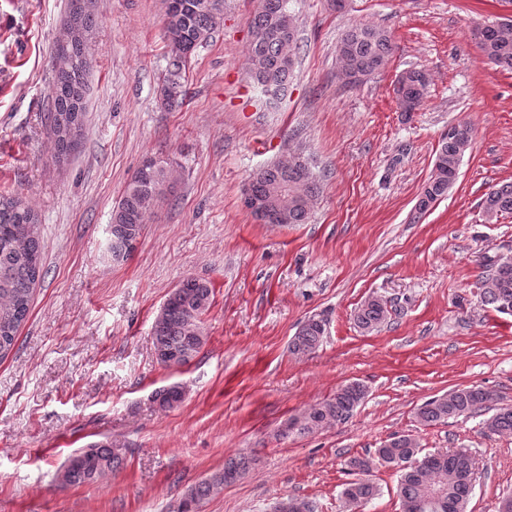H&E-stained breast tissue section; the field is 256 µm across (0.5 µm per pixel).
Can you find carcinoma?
<instances>
[{"label":"carcinoma","mask_w":512,"mask_h":512,"mask_svg":"<svg viewBox=\"0 0 512 512\" xmlns=\"http://www.w3.org/2000/svg\"><path fill=\"white\" fill-rule=\"evenodd\" d=\"M83 0H70L66 26V46L56 48L55 77L48 108L55 158L69 154L83 136L88 89L86 53L96 26L93 12L82 6ZM224 15V0H165L163 36L169 47L167 74L161 93L168 107L182 103L186 95V69L194 52L205 45ZM479 48L490 63L512 69V19L487 25L477 33ZM298 49L296 26L288 11V0H258L250 21V41L246 67L250 79L259 87L272 85L282 89L295 65ZM394 52L389 32L371 25L348 28L336 45L341 71L361 85L385 68ZM430 74L416 67L403 70L396 82L397 97L412 106L426 97ZM472 140V128L460 125L458 136L442 137L430 177L415 204L416 214H426L448 195L455 184L461 159ZM173 170L167 161L148 157L136 169L112 211V248L126 241L128 230L144 232L148 216L167 198L173 186ZM245 192L257 209L252 215L263 224L284 216L289 224H304L321 193V182L313 167L299 168L283 158L250 176ZM488 219L512 213V183H505L486 194L482 201ZM43 246L38 213L18 194H0V358L9 354L18 339L33 300L34 287L42 276ZM492 283L484 284L482 301L501 314L512 315V266L497 264L491 268ZM213 290L195 277L184 278L167 298L162 314L152 326V346L157 361L165 367L188 364L205 344L203 318L210 309ZM390 315L388 301L368 297L355 311L354 320L365 332H372ZM328 331V321L308 319L299 327L290 350L307 354L315 350ZM365 398V391L352 386L337 388L325 400L293 416L281 436L305 435L329 425L347 421ZM183 399L178 385H171L155 396L164 409L177 406ZM494 394L479 386L456 388L444 401L435 396L418 410L420 422L435 425L463 415L490 409ZM494 409L485 422L489 434L512 433V405ZM124 463L122 449L108 441L93 443L74 453L58 474L65 486L93 484L118 470ZM251 458L241 456L224 462V468L192 486L176 512H193L219 493L224 485L245 474ZM391 465L399 473L397 496L402 512H467L474 489V460L465 450L421 455L416 439L405 443L387 442L371 456L348 461L354 478L344 484L345 502L365 505L377 495L371 479L377 466Z\"/></svg>","instance_id":"1"}]
</instances>
